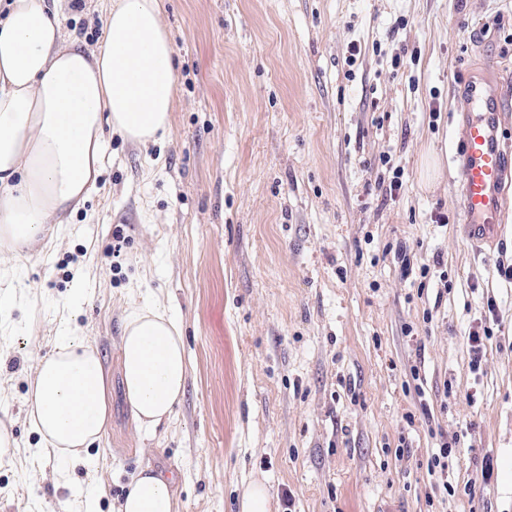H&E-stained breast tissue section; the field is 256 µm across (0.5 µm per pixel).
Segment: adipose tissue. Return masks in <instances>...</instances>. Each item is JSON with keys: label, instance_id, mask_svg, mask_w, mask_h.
I'll return each mask as SVG.
<instances>
[{"label": "adipose tissue", "instance_id": "1", "mask_svg": "<svg viewBox=\"0 0 512 512\" xmlns=\"http://www.w3.org/2000/svg\"><path fill=\"white\" fill-rule=\"evenodd\" d=\"M0 17V245L15 251L53 235L95 187L103 132L146 143L166 132L176 89L160 0H114L98 50L63 44L46 0H6ZM124 396L138 429L171 416L184 394L183 331L162 306L128 314L120 345ZM29 418L46 452L89 463L110 425V386L98 351L74 329L39 360ZM116 512H177L171 482L143 469Z\"/></svg>", "mask_w": 512, "mask_h": 512}]
</instances>
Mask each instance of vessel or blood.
I'll return each mask as SVG.
<instances>
[{
    "mask_svg": "<svg viewBox=\"0 0 512 512\" xmlns=\"http://www.w3.org/2000/svg\"><path fill=\"white\" fill-rule=\"evenodd\" d=\"M501 89L493 79H472L457 104L460 140L452 161L459 172V207L469 239L484 249L499 240L504 195L512 187V160L501 144Z\"/></svg>",
    "mask_w": 512,
    "mask_h": 512,
    "instance_id": "1",
    "label": "vessel or blood"
}]
</instances>
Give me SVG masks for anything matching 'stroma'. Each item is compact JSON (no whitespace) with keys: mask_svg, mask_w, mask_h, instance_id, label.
Returning <instances> with one entry per match:
<instances>
[{"mask_svg":"<svg viewBox=\"0 0 512 512\" xmlns=\"http://www.w3.org/2000/svg\"><path fill=\"white\" fill-rule=\"evenodd\" d=\"M110 4L64 0L65 42L97 49ZM161 23L177 75L169 132L106 133L68 224L0 248V297L13 298L0 311V512H59L89 487L114 512L146 467L170 478L177 512H241L255 478L270 512H512L511 482L475 477L484 456L512 458V282L494 264L512 262V207L493 251L476 248L451 161L453 90L478 76L512 89V0H161ZM427 151L441 162L431 183ZM397 244L413 273L388 253ZM490 298L498 320L475 373L468 334ZM153 301L181 321L190 372L147 434L125 403L120 338ZM65 319L99 352L112 422L89 450L96 467L71 464L63 481L27 395ZM455 433L447 472L432 471Z\"/></svg>","mask_w":512,"mask_h":512,"instance_id":"obj_1","label":"stroma"}]
</instances>
